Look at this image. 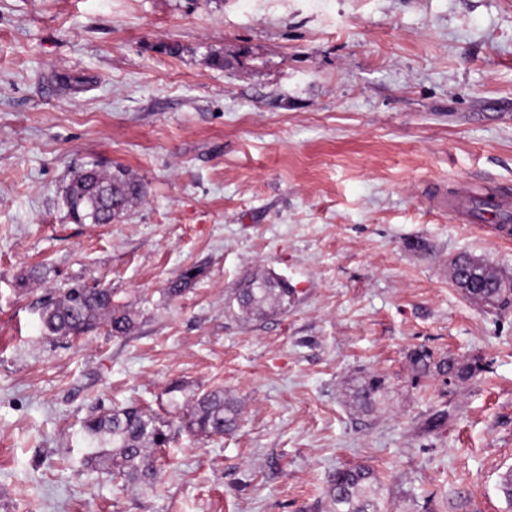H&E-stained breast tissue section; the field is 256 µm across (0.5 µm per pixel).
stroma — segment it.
Returning a JSON list of instances; mask_svg holds the SVG:
<instances>
[{"label":"stroma","mask_w":512,"mask_h":512,"mask_svg":"<svg viewBox=\"0 0 512 512\" xmlns=\"http://www.w3.org/2000/svg\"><path fill=\"white\" fill-rule=\"evenodd\" d=\"M94 161L146 187L120 222L67 216ZM490 185L512 192V0H0V512H327L355 466L381 512H507L512 307L448 261L512 276V235L432 204ZM268 270L287 311L242 317ZM91 282L132 330L46 336L44 297ZM419 348L480 369L415 377ZM215 389L237 427L193 435ZM132 403L175 423L152 490L84 463L85 420ZM453 282L468 300L484 305L507 307L512 302V293H504L501 288H509L506 283L496 288V283L505 280L490 270L480 259L470 255H460L452 262ZM291 291L288 282L268 272L247 277L240 288L233 290L229 305L236 301L246 318H262L269 313L288 309ZM382 388L383 381L381 378L377 376L368 377L353 390L354 400L363 411H373L378 403Z\"/></svg>","instance_id":"stroma-1"}]
</instances>
